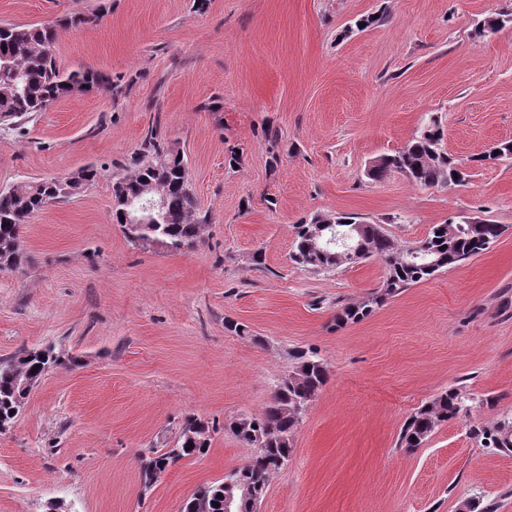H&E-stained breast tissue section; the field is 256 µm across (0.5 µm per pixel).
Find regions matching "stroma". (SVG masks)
Listing matches in <instances>:
<instances>
[{"instance_id":"stroma-1","label":"stroma","mask_w":512,"mask_h":512,"mask_svg":"<svg viewBox=\"0 0 512 512\" xmlns=\"http://www.w3.org/2000/svg\"><path fill=\"white\" fill-rule=\"evenodd\" d=\"M503 11L512 0H0V22L56 24L61 71L115 85L0 130V189L99 171L32 216L24 270L0 272V361L47 346L79 360L44 376L0 434V512H181L248 463L223 425L261 413L302 349L328 381L258 512H512V453L470 434L512 415V158L452 190L367 174L433 118L462 160L512 141V26L476 33ZM76 13L92 23L61 26ZM153 128L183 154L207 217L182 254L135 246L112 221V184ZM335 212L400 245L468 217L506 231L340 326L385 268L292 261L295 224ZM454 386L469 414L401 447L406 419ZM187 413L218 425L207 454L144 488L142 457L174 443Z\"/></svg>"}]
</instances>
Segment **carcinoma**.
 Returning a JSON list of instances; mask_svg holds the SVG:
<instances>
[{"mask_svg": "<svg viewBox=\"0 0 512 512\" xmlns=\"http://www.w3.org/2000/svg\"><path fill=\"white\" fill-rule=\"evenodd\" d=\"M56 33L51 25L34 26L0 23V126L20 129L32 116L60 98L90 91L110 92L112 78L89 69L60 70L55 53ZM443 145V131L432 119L405 145L404 149L385 156L374 178L381 180L399 173L409 180L428 187H459L467 174L456 169L457 160L446 156L437 160L433 149ZM477 157V161L496 162L512 157V142H501L495 150ZM146 160L134 174L117 180L112 185L115 222L121 220V199L145 192L162 197L166 206L159 222L138 232L139 245L160 246L170 253L189 250L199 243V226L206 222L196 212V202L190 189L184 157L171 150L150 132L142 143ZM98 176V170L85 169L77 175L81 182L71 183L66 177L20 182L0 191V271L15 272L23 268L26 259L22 227L33 214L46 205L77 195ZM311 223L296 226L292 260L314 271H329L340 266L336 250L312 244L309 236ZM505 232V226L491 220L479 231L463 223L435 224L427 236L418 241L419 257H409L407 247L397 246L380 224L366 225V236L361 246L364 259L376 258L383 262L385 277L379 292L363 303L345 307L336 314V325L359 320L387 298L421 281L433 277L487 250ZM296 365L278 383L271 402L264 410L251 416V424L237 428L225 427L244 447L252 449L247 468L239 473L267 486L276 462L291 457L294 434L300 423V410L315 398L327 382L324 363L314 352L298 351ZM77 365L76 358L64 356L49 349L29 351L10 361L0 362V420L13 423L25 406L28 396L22 394L17 378L39 381L57 368ZM473 398L458 388L434 396L414 412L404 423L399 441L404 448L421 447L442 423L469 410ZM511 425L496 421L490 427L473 430L474 438L486 448L502 453L512 452ZM216 425L204 422L192 414L182 417L175 447L152 452L155 471L163 472L177 461L202 455L210 447V431Z\"/></svg>", "mask_w": 512, "mask_h": 512, "instance_id": "carcinoma-1", "label": "carcinoma"}]
</instances>
